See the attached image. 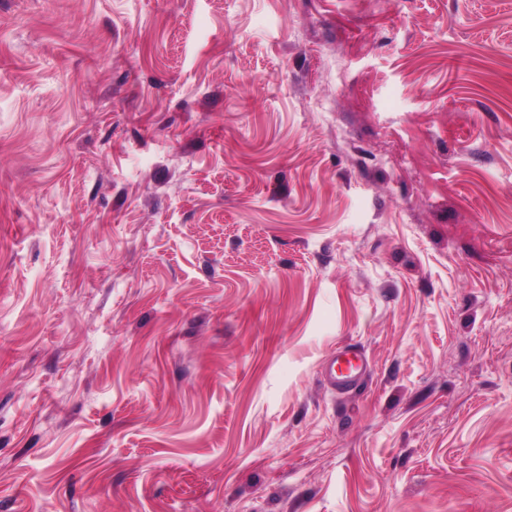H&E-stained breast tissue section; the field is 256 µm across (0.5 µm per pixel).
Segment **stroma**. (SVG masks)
<instances>
[{"label":"stroma","mask_w":512,"mask_h":512,"mask_svg":"<svg viewBox=\"0 0 512 512\" xmlns=\"http://www.w3.org/2000/svg\"><path fill=\"white\" fill-rule=\"evenodd\" d=\"M0 512H512V0H0ZM342 365L346 366L344 370ZM367 365V358L362 351L347 346L337 353L336 359L330 360L325 370V379L331 386L347 390L358 384Z\"/></svg>","instance_id":"obj_1"}]
</instances>
